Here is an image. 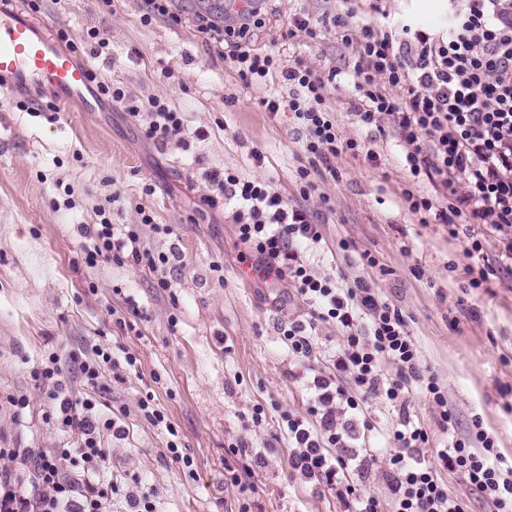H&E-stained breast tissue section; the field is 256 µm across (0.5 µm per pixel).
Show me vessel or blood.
<instances>
[{"mask_svg":"<svg viewBox=\"0 0 512 512\" xmlns=\"http://www.w3.org/2000/svg\"><path fill=\"white\" fill-rule=\"evenodd\" d=\"M0 78L18 87H48L63 100L81 99L87 68L60 51L43 26L15 11L0 9Z\"/></svg>","mask_w":512,"mask_h":512,"instance_id":"b4317fda","label":"vessel or blood"}]
</instances>
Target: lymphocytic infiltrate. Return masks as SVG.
I'll list each match as a JSON object with an SVG mask.
<instances>
[{
  "instance_id": "lymphocytic-infiltrate-1",
  "label": "lymphocytic infiltrate",
  "mask_w": 512,
  "mask_h": 512,
  "mask_svg": "<svg viewBox=\"0 0 512 512\" xmlns=\"http://www.w3.org/2000/svg\"><path fill=\"white\" fill-rule=\"evenodd\" d=\"M448 5L453 24L438 34L401 19L389 21L380 34L369 24L350 31L342 14L333 16L332 25L343 48L353 51L347 74L358 94L352 108L362 126L379 132L392 126L406 146L410 180L402 199L409 210L421 223L447 226L451 237L466 236L473 254L482 250L476 226L502 232L497 260L467 270L469 287L485 288L501 271H512V0H448ZM260 15L256 7L226 24L199 14L195 26L206 41L228 46L243 81L288 86V96H269L260 106L273 118L292 113L305 154L321 160L360 155L369 165H380L377 153L341 134L333 112L324 106L337 70L317 74L302 61L286 66L275 52L251 48ZM90 80L159 147L174 144L187 152L193 142L209 136L207 130L188 129L182 112L167 98L140 102L98 73H91ZM204 179L210 189L201 197L203 206L233 209L236 235L244 246L239 263L256 266L263 280L291 282L310 307L307 318L288 320L279 328L289 353L309 373L307 416H281L291 444L290 474L334 494L356 512H381L379 502L362 494L356 482L380 463L392 512H464L444 479L457 472L482 494L489 512H512V469L499 467L495 441L481 424L456 434V412L437 377L423 369L401 309L384 301L367 279L342 288L335 278L311 271L300 246L319 243L322 234L304 206L288 203L266 181L244 179L233 170L211 171ZM423 179L441 185L442 194L418 191ZM148 231L173 233L171 225L155 223L146 213L139 223L119 230L101 220L85 231L91 243L83 248L84 260L91 267L143 262L156 273L158 287L169 288L171 258L143 249L141 238ZM320 323L334 324L342 333L327 370L312 362ZM35 375L53 385L49 398L57 427L79 430L81 439L73 447L39 455L42 492L5 484L0 512H100L103 500L121 492L118 483L99 481L109 454L99 437L101 403L94 395L77 396L66 388L58 354H49ZM415 385L447 431V447H433L427 429L411 421L405 395ZM375 396L399 412L381 459L366 449L372 426L364 408Z\"/></svg>"
}]
</instances>
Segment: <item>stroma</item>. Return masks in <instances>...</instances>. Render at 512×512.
I'll return each mask as SVG.
<instances>
[{"instance_id":"1","label":"stroma","mask_w":512,"mask_h":512,"mask_svg":"<svg viewBox=\"0 0 512 512\" xmlns=\"http://www.w3.org/2000/svg\"><path fill=\"white\" fill-rule=\"evenodd\" d=\"M353 7V31L382 25L387 15L433 32L449 23L439 0H355ZM343 8L342 0H269L254 44L278 51L283 64L299 59L326 72L341 64L334 32L323 31L316 43L301 33L290 39L288 18ZM141 15L140 0L109 7L101 0H61L38 19L76 38L90 27L103 31L110 55L84 53L75 63L140 99H170L189 128L210 131L191 152L158 149L120 107L98 99L70 103L49 120L17 108L32 90L0 88V476L32 479L38 449L80 440L79 431L46 422L52 385L33 372L49 353H59L66 382L87 392L77 363L99 346L120 362L116 369L102 366L94 390L117 426L101 432L109 450L105 478L124 484L138 478L158 512H236L242 502L250 512H344L333 495L288 471L280 414L305 415L309 392L279 327L309 307L289 282L240 277L234 224L200 203L204 172L224 169L267 180L290 203L311 210L323 236L304 251L313 272L342 285L371 279L402 310L423 368L448 393L457 433L481 419L512 465V273L487 288L468 287L467 238L421 223L401 198L408 172L397 132L360 126L350 106L353 85L340 79L328 89L326 105L342 134L365 142L381 163L373 167L348 154L310 163L291 116L273 119L261 108L270 85L245 84L193 22L146 26ZM255 148L266 155L263 166L251 161ZM305 166L319 191L309 199L299 193ZM147 183L153 194L143 193ZM143 211L174 230L143 237L152 253L178 254L166 290L145 264L91 268L84 262V226L104 218L135 224ZM342 241L351 245L352 262L342 258ZM364 252L377 259L376 267L362 265ZM217 263L222 272H214ZM128 355L135 366L124 364ZM148 392L177 429L192 471L170 459L167 427L141 416L138 401ZM19 396L27 400L20 412L12 404ZM257 406L266 414L258 426L251 421ZM237 440L255 463L253 487L243 494L225 483L228 446Z\"/></svg>"}]
</instances>
